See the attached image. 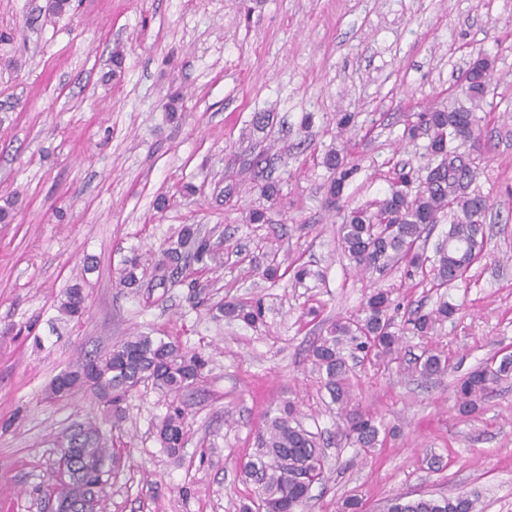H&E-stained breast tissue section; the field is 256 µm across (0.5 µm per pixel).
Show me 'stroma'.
Listing matches in <instances>:
<instances>
[{"label": "stroma", "mask_w": 512, "mask_h": 512, "mask_svg": "<svg viewBox=\"0 0 512 512\" xmlns=\"http://www.w3.org/2000/svg\"><path fill=\"white\" fill-rule=\"evenodd\" d=\"M47 5L0 0V30L11 34L0 42V207L14 205L12 222L0 223V512H46L56 437L102 416L80 391L47 399L51 380L79 353L136 332L177 340L208 365L176 400L187 424L177 453L155 429L174 400L152 387L127 400L124 466L106 487L107 512L256 503L243 465L259 454L264 415L289 399L325 439V480L305 512H341L351 494L363 512H382L395 494L462 493L478 495L484 512H512V381L474 418L459 414L453 394L456 379L512 352V0H80L60 17ZM481 54L494 74L476 110L488 257L441 293L413 286L400 268L361 279L324 204V154L345 147L358 160L355 203L381 196L395 165L422 164L423 140L401 139L407 119L465 104L457 83ZM176 92L183 103L172 117L165 104ZM257 112L272 114L270 133L253 127ZM340 112L355 113L361 136H337ZM261 151L283 202L258 226L244 221L262 202L245 168ZM227 178L241 185L231 210L213 198ZM187 183L195 195L182 193ZM161 192L162 211L153 206ZM181 224L220 227L221 282L231 297L262 299V323L193 309L184 288L148 284L135 297L116 288L124 257L157 249ZM273 249L311 269L307 286L249 274ZM79 279L87 309L71 318L57 300ZM376 287L400 303L402 320L442 298L459 311L433 335L452 359L444 377L412 373L425 346L415 336L398 362L354 366L356 402L390 430L365 452L337 440L336 407L308 350Z\"/></svg>", "instance_id": "1"}]
</instances>
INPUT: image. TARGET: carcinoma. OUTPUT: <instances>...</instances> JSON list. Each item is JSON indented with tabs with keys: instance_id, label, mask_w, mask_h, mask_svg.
<instances>
[{
	"instance_id": "1",
	"label": "carcinoma",
	"mask_w": 512,
	"mask_h": 512,
	"mask_svg": "<svg viewBox=\"0 0 512 512\" xmlns=\"http://www.w3.org/2000/svg\"><path fill=\"white\" fill-rule=\"evenodd\" d=\"M475 72L463 94L472 107L453 111H424L409 121L403 138L413 142L425 135L428 143L422 157L425 176L416 180L413 170L403 165L386 177L388 187L379 197L364 205L351 207L344 200V190L358 167L348 153L330 150L322 164L331 171L326 203L338 210L342 219L338 242L343 253L365 277L381 275L395 266H405L407 273L420 276L424 288H446L465 280L471 267L487 251L484 217L489 198L474 187L483 164L479 119L475 108L491 85L492 64L480 57L470 64ZM475 144L465 150L463 138ZM267 157L256 154L248 169L253 179L262 180L261 192L268 201L280 194V182L265 175ZM448 221V230L427 254L420 243L430 237L436 225ZM196 224H184L168 236L159 250L145 259L132 253L117 271L119 285L131 290L142 287L146 275L159 288L184 287L194 308L210 306L194 274L213 271L224 265V253ZM266 278L290 276L296 284L313 277L303 264L282 267L277 256L263 271ZM83 287L68 286L60 295L59 310L71 317L82 313ZM224 316L254 325L263 319L259 302L245 304L226 300L216 305ZM388 294L373 292L361 312L330 323L326 335L311 349L312 363L322 376L323 387L337 406V435L354 448L370 451L380 442L381 425L369 413L352 402L348 388L349 366L345 353L372 366L387 365L399 359L402 335L396 330ZM455 313L446 301L430 312L415 310L405 324L414 336H427L438 322ZM207 360L176 341L156 340L148 335L129 336L103 353H83L76 362L49 385V398L59 399L79 389L91 395L112 416L110 432L88 421L62 434L74 448L66 464L67 497L71 512H103L105 487L111 474L120 470L121 457L112 451L115 433L121 431L123 404L145 385H154L177 396L201 381ZM415 370L424 378L441 376L448 371V355L430 346L415 358ZM512 378V354L491 357L482 366L460 378L455 384V398L460 414H476L481 403L497 386ZM296 404L288 400L274 414L265 415L259 430L262 457L244 465L246 477L258 486V512H304L313 485L323 482L325 457L320 438L305 429L297 419ZM161 445L171 453L183 446L185 412L170 405L157 424ZM385 512H482L475 495L455 497L429 496L415 499L395 495L387 500Z\"/></svg>"
}]
</instances>
